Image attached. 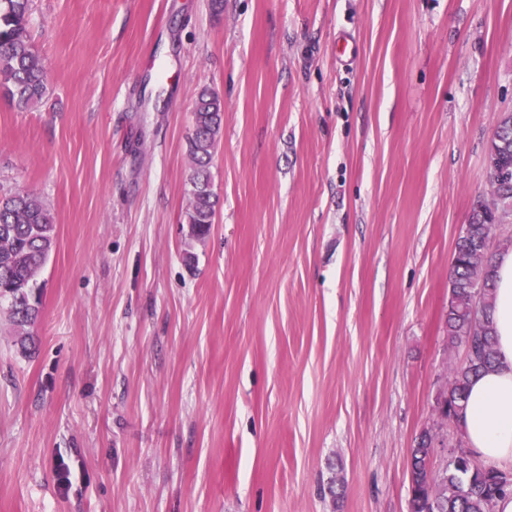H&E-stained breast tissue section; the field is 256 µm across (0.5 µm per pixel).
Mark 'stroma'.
<instances>
[{
	"label": "stroma",
	"mask_w": 512,
	"mask_h": 512,
	"mask_svg": "<svg viewBox=\"0 0 512 512\" xmlns=\"http://www.w3.org/2000/svg\"><path fill=\"white\" fill-rule=\"evenodd\" d=\"M34 0L48 90L0 95V190L51 208L0 333V512H410L462 349L455 241L512 113V0ZM224 98L187 268L196 91ZM69 473L61 485L59 470Z\"/></svg>",
	"instance_id": "1"
}]
</instances>
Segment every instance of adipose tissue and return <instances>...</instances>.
I'll list each match as a JSON object with an SVG mask.
<instances>
[{
    "mask_svg": "<svg viewBox=\"0 0 512 512\" xmlns=\"http://www.w3.org/2000/svg\"><path fill=\"white\" fill-rule=\"evenodd\" d=\"M494 264L498 359L471 383L461 431L479 459L506 470L512 469V247L501 249Z\"/></svg>",
    "mask_w": 512,
    "mask_h": 512,
    "instance_id": "1",
    "label": "adipose tissue"
}]
</instances>
